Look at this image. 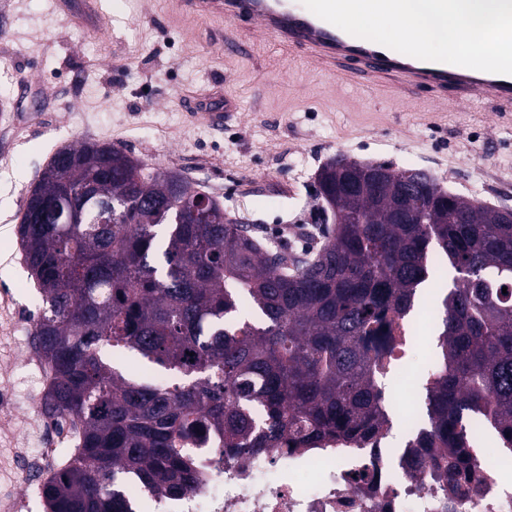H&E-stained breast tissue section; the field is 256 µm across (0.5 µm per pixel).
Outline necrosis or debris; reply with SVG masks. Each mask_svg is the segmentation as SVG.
<instances>
[{"label": "necrosis or debris", "mask_w": 512, "mask_h": 512, "mask_svg": "<svg viewBox=\"0 0 512 512\" xmlns=\"http://www.w3.org/2000/svg\"><path fill=\"white\" fill-rule=\"evenodd\" d=\"M388 333L395 338L390 357L373 362L379 384L396 376L406 365L418 339L417 315H389ZM200 484L179 496L149 497L129 491L134 512L152 501L155 512H512V484L501 471L512 460L481 459L472 482L461 485L453 509L438 481L430 475H412L407 468L408 448L391 447L388 435L357 445H326L302 453L228 457L214 435H207L195 450ZM310 472L312 484L299 476Z\"/></svg>", "instance_id": "1"}]
</instances>
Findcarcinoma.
Returning a JSON list of instances; mask_svg holds the SVG:
<instances>
[{
    "mask_svg": "<svg viewBox=\"0 0 512 512\" xmlns=\"http://www.w3.org/2000/svg\"><path fill=\"white\" fill-rule=\"evenodd\" d=\"M323 165L316 196L336 225L288 263L210 195L99 142L59 149L18 226L43 313L44 411L80 423L41 487L47 512H131L128 486L176 495L199 479L191 448L235 455L369 443L389 425L371 355L393 350L386 312H411L433 264L454 270L438 308L436 377L408 465L453 489L477 471L466 421L482 415L512 456V221L492 206L387 169L370 195ZM93 188L73 224L62 192ZM207 199L210 223H193ZM507 293H502V288ZM131 353L165 392L108 361Z\"/></svg>",
    "mask_w": 512,
    "mask_h": 512,
    "instance_id": "cac0c4a2",
    "label": "carcinoma"
}]
</instances>
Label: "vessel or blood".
Here are the masks:
<instances>
[{"instance_id":"b4317fda","label":"vessel or blood","mask_w":512,"mask_h":512,"mask_svg":"<svg viewBox=\"0 0 512 512\" xmlns=\"http://www.w3.org/2000/svg\"><path fill=\"white\" fill-rule=\"evenodd\" d=\"M178 14L196 20H223L230 29L227 49L248 53L258 39L299 52L316 74L343 84L385 90L391 97L427 88L429 98L443 103L455 96L462 103L495 102L512 112V75L475 70L408 56L377 42L348 34L300 7L296 0H174ZM192 121L220 129L224 113L191 102Z\"/></svg>"}]
</instances>
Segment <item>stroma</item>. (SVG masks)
<instances>
[{
  "mask_svg": "<svg viewBox=\"0 0 512 512\" xmlns=\"http://www.w3.org/2000/svg\"><path fill=\"white\" fill-rule=\"evenodd\" d=\"M104 21L73 23L53 0H0V512H46L39 483L17 492L20 442L35 430L28 388L45 367L25 360L32 284L17 239L37 173L63 146L108 143L182 173L269 247L313 245L318 168L342 155L426 171L442 190L512 208V114L489 105L437 111L379 90L336 88L273 45L225 52V23L182 20L172 0H103ZM27 96H19L20 85ZM230 98L223 130L192 123L183 98Z\"/></svg>",
  "mask_w": 512,
  "mask_h": 512,
  "instance_id": "1",
  "label": "stroma"
}]
</instances>
